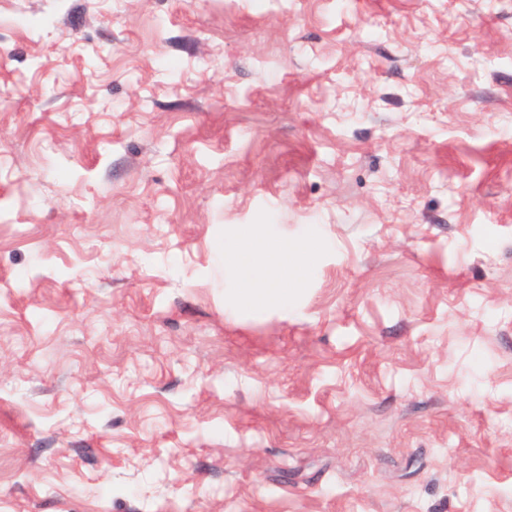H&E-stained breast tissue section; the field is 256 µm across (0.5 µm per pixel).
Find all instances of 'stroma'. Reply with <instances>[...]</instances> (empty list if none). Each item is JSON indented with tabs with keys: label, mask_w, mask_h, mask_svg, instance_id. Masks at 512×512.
<instances>
[{
	"label": "stroma",
	"mask_w": 512,
	"mask_h": 512,
	"mask_svg": "<svg viewBox=\"0 0 512 512\" xmlns=\"http://www.w3.org/2000/svg\"><path fill=\"white\" fill-rule=\"evenodd\" d=\"M0 512H512V0H0ZM315 249V243L304 242L295 250L294 256L288 253V245L281 248L273 260L267 259V246L257 234H249L243 246L230 251V265L238 271L240 288L239 304L242 306L287 305L290 283H296L306 269L307 260ZM263 269L261 279L255 277L257 269Z\"/></svg>",
	"instance_id": "obj_1"
}]
</instances>
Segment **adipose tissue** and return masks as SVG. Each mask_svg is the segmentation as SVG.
<instances>
[{
    "instance_id": "adipose-tissue-1",
    "label": "adipose tissue",
    "mask_w": 512,
    "mask_h": 512,
    "mask_svg": "<svg viewBox=\"0 0 512 512\" xmlns=\"http://www.w3.org/2000/svg\"><path fill=\"white\" fill-rule=\"evenodd\" d=\"M314 249V243L305 242L295 252L283 249L271 259L259 235L246 236L242 247L227 255L229 264L238 271L240 305L287 304V286L300 280Z\"/></svg>"
}]
</instances>
